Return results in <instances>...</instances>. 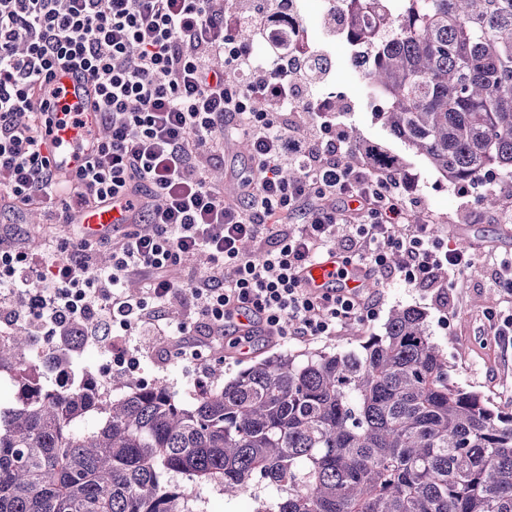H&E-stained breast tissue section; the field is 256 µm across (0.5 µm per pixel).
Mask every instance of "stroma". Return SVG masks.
<instances>
[{
	"mask_svg": "<svg viewBox=\"0 0 512 512\" xmlns=\"http://www.w3.org/2000/svg\"><path fill=\"white\" fill-rule=\"evenodd\" d=\"M318 52L336 59L322 83L338 95L337 122L359 129L367 141L380 145L401 158L404 165V196L411 204L412 220L435 225L449 244L466 243L482 255L512 252V223H493L499 210H512V177L493 173L483 181L481 193H461L459 185L448 183L425 160L401 141L393 138L376 114L360 76L347 65L353 49L345 36L324 31L316 42ZM248 150L241 136L224 143L223 158L214 159L210 174L219 188L236 187V172L246 168ZM496 196L498 203L483 204L484 195ZM11 230L26 237L33 250L54 244L68 235V225L56 223L51 213L36 205H17L0 199V231ZM492 266L478 263L458 283L445 292L427 286L409 287L392 283L380 290L377 313L371 321H352L337 328L335 335L309 341L286 338L256 345L241 354H230L223 342L203 347L202 361L175 357L177 335L145 336L133 332L126 337L129 350L138 352L140 365L134 372L142 384L161 383L182 404H190L203 388L234 377L256 361L282 351L304 356L315 351L339 352L359 349L365 338L384 332L390 312L397 308H417L427 315L430 332L448 359L450 373L462 386L481 392L489 404L512 412V343L498 336L488 315L493 311L512 312V297L494 291L490 283Z\"/></svg>",
	"mask_w": 512,
	"mask_h": 512,
	"instance_id": "35a3bbf8",
	"label": "stroma"
}]
</instances>
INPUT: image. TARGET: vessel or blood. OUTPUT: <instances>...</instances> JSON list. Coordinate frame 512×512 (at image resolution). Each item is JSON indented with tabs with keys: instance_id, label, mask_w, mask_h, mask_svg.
<instances>
[{
	"instance_id": "b4317fda",
	"label": "vessel or blood",
	"mask_w": 512,
	"mask_h": 512,
	"mask_svg": "<svg viewBox=\"0 0 512 512\" xmlns=\"http://www.w3.org/2000/svg\"><path fill=\"white\" fill-rule=\"evenodd\" d=\"M51 83L66 92V105L81 112L82 128L70 125L58 126L45 139L42 152L49 156L61 176H69L85 165L94 153V133L97 129V86L94 80L76 67H59L53 72ZM122 203L94 207L80 217L81 224L93 235L107 233L113 224L119 223ZM308 287L323 292L330 288L354 289L366 285L363 270L355 266H343L340 258L328 255L313 263L303 272Z\"/></svg>"
}]
</instances>
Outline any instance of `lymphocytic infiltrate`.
I'll return each instance as SVG.
<instances>
[{"instance_id": "1", "label": "lymphocytic infiltrate", "mask_w": 512, "mask_h": 512, "mask_svg": "<svg viewBox=\"0 0 512 512\" xmlns=\"http://www.w3.org/2000/svg\"><path fill=\"white\" fill-rule=\"evenodd\" d=\"M243 23L264 38L261 13L226 12L224 0H0V195L53 210L60 224L120 199L129 226L104 268L93 261L101 239L82 230L38 273L28 246L0 240L8 324L39 336L85 321L86 342L103 345L111 324L166 333V306L185 298L178 353L195 360L210 339L228 337L235 348L260 337L311 340L372 319L369 293L318 294L301 278L335 238L347 244L344 264L380 285L392 278L442 289L476 265L434 225L397 233L401 178L343 166L351 139L335 117L308 132L290 126L303 67L257 65L236 35ZM69 62L97 83L100 125L95 157L60 182L41 144L61 112L49 76ZM235 133L247 139L251 172L230 200L209 165ZM288 166L294 179L282 175ZM257 239L269 248L244 251ZM195 254L207 257L210 274L184 279L181 264ZM133 274L147 281L138 296L122 291Z\"/></svg>"}]
</instances>
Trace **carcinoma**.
Here are the masks:
<instances>
[{
	"mask_svg": "<svg viewBox=\"0 0 512 512\" xmlns=\"http://www.w3.org/2000/svg\"><path fill=\"white\" fill-rule=\"evenodd\" d=\"M359 2L342 32L370 59L390 134L450 183L512 175V0H402L397 17L389 0ZM351 141L344 166L401 171ZM85 330L35 359L26 329L0 340V371L30 391L0 408V512H207L201 489L258 484L253 512H512V414L454 380L415 309L358 351L279 353L190 406L122 373L109 384L126 392L99 403L81 385L34 387Z\"/></svg>",
	"mask_w": 512,
	"mask_h": 512,
	"instance_id": "cac0c4a2",
	"label": "carcinoma"
}]
</instances>
